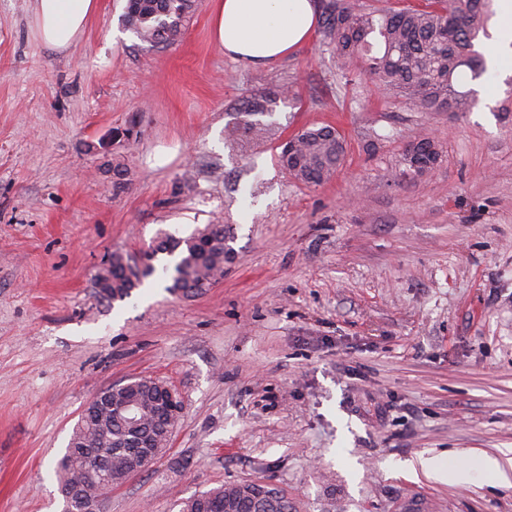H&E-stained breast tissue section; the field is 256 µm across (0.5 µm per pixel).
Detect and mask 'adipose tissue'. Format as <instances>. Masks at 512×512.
I'll return each instance as SVG.
<instances>
[{"label":"adipose tissue","mask_w":512,"mask_h":512,"mask_svg":"<svg viewBox=\"0 0 512 512\" xmlns=\"http://www.w3.org/2000/svg\"><path fill=\"white\" fill-rule=\"evenodd\" d=\"M97 0H35L34 24L41 41L68 50L85 35ZM316 22L313 0H213L212 40L226 55L265 66L288 56Z\"/></svg>","instance_id":"obj_1"}]
</instances>
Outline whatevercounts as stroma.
Returning a JSON list of instances; mask_svg holds the SVG:
<instances>
[{
  "label": "stroma",
  "instance_id": "35a3bbf8",
  "mask_svg": "<svg viewBox=\"0 0 512 512\" xmlns=\"http://www.w3.org/2000/svg\"><path fill=\"white\" fill-rule=\"evenodd\" d=\"M98 2L58 52L34 0H0V512H61L54 467L83 406L132 376L184 410L103 512H179L243 480L301 512H512V486L483 469L442 483L401 467L512 448V67L473 111L417 112L341 79L321 32L255 67L214 45L212 0L176 44L129 32L115 48L126 0ZM282 85L258 117L269 136L229 144L241 105ZM313 126L345 144L317 186L277 160ZM422 131L441 160L401 176ZM208 224L233 250L210 288L169 293L161 254L124 301L97 295L107 254Z\"/></svg>",
  "mask_w": 512,
  "mask_h": 512
}]
</instances>
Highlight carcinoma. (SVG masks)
<instances>
[{
  "instance_id": "carcinoma-1",
  "label": "carcinoma",
  "mask_w": 512,
  "mask_h": 512,
  "mask_svg": "<svg viewBox=\"0 0 512 512\" xmlns=\"http://www.w3.org/2000/svg\"><path fill=\"white\" fill-rule=\"evenodd\" d=\"M194 10L195 0H127L124 20L141 41L173 45L183 37ZM495 15V0H426L422 9L381 12L368 11L355 0H328L319 13V25L323 39L336 48L342 77L361 60L364 72L375 76L386 93L405 98L420 112H469L479 104L473 85L488 71L487 61L474 49L475 41L481 35L489 37ZM271 103L264 98L244 104L239 109L243 119L227 128L228 139L239 142L258 136L261 124L251 116L268 111ZM344 152L335 129L307 128L283 144L278 161L295 181L319 185L336 173ZM440 159L439 143L417 135L403 154L401 175L422 176ZM226 239L222 224H209L186 238L166 234L143 253L140 273L116 250L112 269L106 276H95V286L104 298L122 300L154 274L155 257L167 254L176 257L167 290L201 292L224 275L232 254ZM125 398L144 409L138 428L103 406L81 414L56 466L63 498L108 468L112 484H122L125 468L140 460L145 448L154 449L155 458L166 452L167 434L175 423L162 411L157 386L137 382L125 391ZM255 491L251 484L229 482L184 500L180 512H299L300 503L286 494L258 500Z\"/></svg>"
}]
</instances>
